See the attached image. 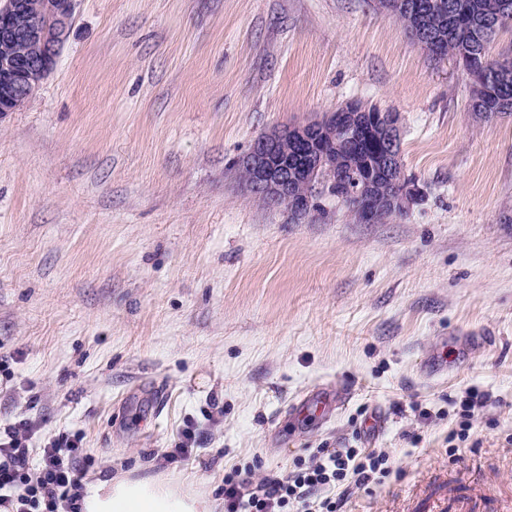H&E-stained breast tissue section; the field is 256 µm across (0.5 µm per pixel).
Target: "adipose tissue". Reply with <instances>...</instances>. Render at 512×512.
I'll return each instance as SVG.
<instances>
[{
    "instance_id": "obj_1",
    "label": "adipose tissue",
    "mask_w": 512,
    "mask_h": 512,
    "mask_svg": "<svg viewBox=\"0 0 512 512\" xmlns=\"http://www.w3.org/2000/svg\"><path fill=\"white\" fill-rule=\"evenodd\" d=\"M81 512H217L218 503L164 474L99 476L80 501Z\"/></svg>"
}]
</instances>
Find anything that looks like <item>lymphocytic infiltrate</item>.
<instances>
[{
  "label": "lymphocytic infiltrate",
  "mask_w": 512,
  "mask_h": 512,
  "mask_svg": "<svg viewBox=\"0 0 512 512\" xmlns=\"http://www.w3.org/2000/svg\"><path fill=\"white\" fill-rule=\"evenodd\" d=\"M34 424L18 420L0 432V507L10 512H80L83 449L65 436L41 450L29 466ZM393 471L388 453L358 448H320L292 471H271L253 480L251 467L224 473V512H341L353 489L379 482Z\"/></svg>",
  "instance_id": "1"
}]
</instances>
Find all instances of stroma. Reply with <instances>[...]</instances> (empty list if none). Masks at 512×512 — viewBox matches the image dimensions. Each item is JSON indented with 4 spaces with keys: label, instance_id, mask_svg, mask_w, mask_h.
Wrapping results in <instances>:
<instances>
[{
    "label": "stroma",
    "instance_id": "1",
    "mask_svg": "<svg viewBox=\"0 0 512 512\" xmlns=\"http://www.w3.org/2000/svg\"><path fill=\"white\" fill-rule=\"evenodd\" d=\"M470 95L375 0H76L0 114V426L35 423L34 466L80 437L88 483L152 463L220 501L232 465L378 448L344 512H512V114ZM350 101L399 117L406 214L244 191L258 135ZM319 387L350 394L326 420L295 408ZM484 398L485 394H479L476 391H470L461 401L460 410L457 413L460 419V433H455L454 431H452L448 435V444H450L448 448V453L450 456L453 455L458 448L455 444H452V442L456 440V437L458 440L461 441H464L469 437V431L472 427V423L470 422V420L473 414V410L477 406L483 405Z\"/></svg>",
    "mask_w": 512,
    "mask_h": 512
}]
</instances>
